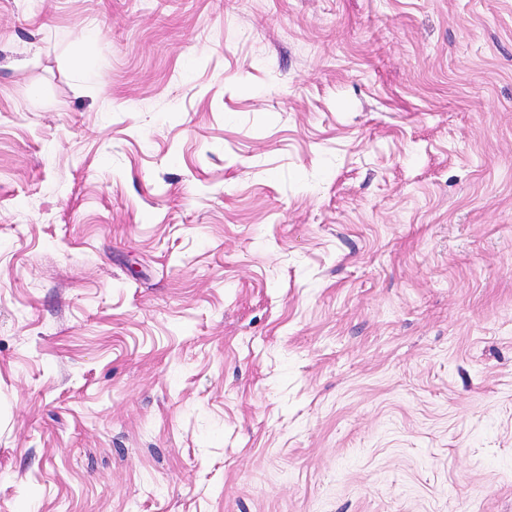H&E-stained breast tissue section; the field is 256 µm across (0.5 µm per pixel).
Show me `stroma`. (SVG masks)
Segmentation results:
<instances>
[{
	"mask_svg": "<svg viewBox=\"0 0 512 512\" xmlns=\"http://www.w3.org/2000/svg\"><path fill=\"white\" fill-rule=\"evenodd\" d=\"M0 512H512V0H0Z\"/></svg>",
	"mask_w": 512,
	"mask_h": 512,
	"instance_id": "stroma-1",
	"label": "stroma"
}]
</instances>
